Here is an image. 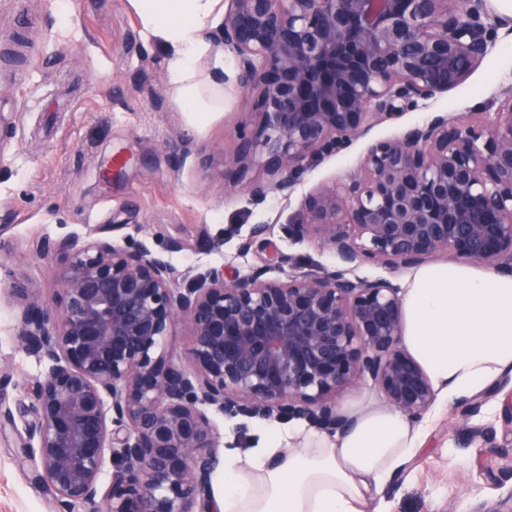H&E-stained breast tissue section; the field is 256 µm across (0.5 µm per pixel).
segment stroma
I'll use <instances>...</instances> for the list:
<instances>
[{
    "instance_id": "obj_1",
    "label": "stroma",
    "mask_w": 512,
    "mask_h": 512,
    "mask_svg": "<svg viewBox=\"0 0 512 512\" xmlns=\"http://www.w3.org/2000/svg\"><path fill=\"white\" fill-rule=\"evenodd\" d=\"M24 38L28 62L0 76V110L16 115L11 138L0 143V262L24 276L45 300L57 292L60 257H42L34 241L92 235L165 253L176 278L196 268L246 276L267 269L280 276L276 255L301 271L332 270L333 253L313 237L290 238L285 224L302 196L317 185L345 182L368 149L434 112L452 116L495 110L512 87V37L494 49L461 85L427 107L370 121L345 152L302 174L295 195L257 202L226 195L229 162L249 116L233 103L197 121L171 103L162 51L145 38L127 0H0V44ZM189 139L175 149L173 132ZM126 163L100 177L104 159ZM266 232L252 238L254 225ZM182 242L172 250V242ZM249 250H242L243 242ZM16 300L0 296V374L11 381L0 398L11 410L42 368L14 335ZM505 390L433 406L424 416L425 441L396 484L371 493L366 512H512V427L503 422ZM223 445L250 448L265 420L213 413ZM52 497L34 481L18 454L13 429L0 431V512H53Z\"/></svg>"
}]
</instances>
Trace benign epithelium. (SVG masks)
I'll return each instance as SVG.
<instances>
[{
  "label": "benign epithelium",
  "instance_id": "obj_1",
  "mask_svg": "<svg viewBox=\"0 0 512 512\" xmlns=\"http://www.w3.org/2000/svg\"><path fill=\"white\" fill-rule=\"evenodd\" d=\"M501 29L512 18L487 0H224L211 39L233 56L238 104L255 117L226 193L290 200L303 171L349 148L368 119L463 83ZM287 229L313 233L339 268L278 279L207 268L180 285L163 254L69 235L35 245L65 259L49 303L0 264L21 300L17 341L43 365L19 450L55 512H217L213 410L342 430L336 393L370 380L394 409L426 414L436 392L404 349L399 288L349 274L435 256L512 270V88L476 123L439 113L376 143L347 182L305 195ZM178 322L190 336L180 361L163 349Z\"/></svg>",
  "mask_w": 512,
  "mask_h": 512
}]
</instances>
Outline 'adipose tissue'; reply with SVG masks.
Here are the masks:
<instances>
[{"label": "adipose tissue", "mask_w": 512, "mask_h": 512, "mask_svg": "<svg viewBox=\"0 0 512 512\" xmlns=\"http://www.w3.org/2000/svg\"><path fill=\"white\" fill-rule=\"evenodd\" d=\"M166 59L177 111L224 109L233 74L209 38L224 0H128ZM403 341L440 402L470 397L512 368V274L428 262L402 283ZM335 436L300 425L275 427L259 447L228 449L212 476L218 512H364L371 490L388 485L422 447L424 426L387 406L346 407Z\"/></svg>", "instance_id": "adipose-tissue-1"}]
</instances>
